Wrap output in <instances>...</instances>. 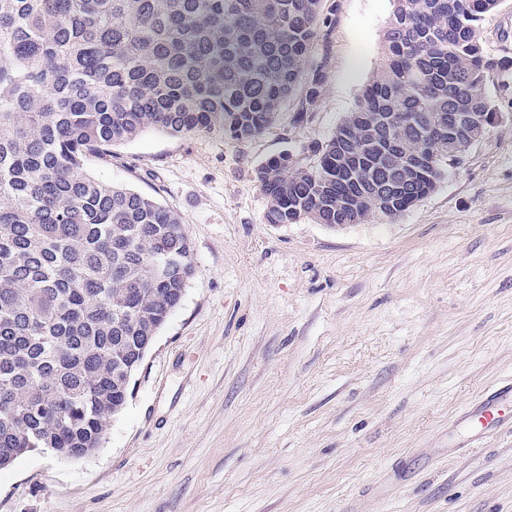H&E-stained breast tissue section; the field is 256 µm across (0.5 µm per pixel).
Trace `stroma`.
<instances>
[{"mask_svg": "<svg viewBox=\"0 0 512 512\" xmlns=\"http://www.w3.org/2000/svg\"><path fill=\"white\" fill-rule=\"evenodd\" d=\"M324 81L260 135L149 130L90 159L180 216L194 278L101 448L0 469V512H512V435L448 452L457 412L512 378V0L477 39L498 114L395 220L264 221L258 168L315 163L382 66L392 0H324Z\"/></svg>", "mask_w": 512, "mask_h": 512, "instance_id": "stroma-1", "label": "stroma"}]
</instances>
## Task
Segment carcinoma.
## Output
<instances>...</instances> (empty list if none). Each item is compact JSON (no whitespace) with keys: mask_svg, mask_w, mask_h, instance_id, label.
<instances>
[{"mask_svg":"<svg viewBox=\"0 0 512 512\" xmlns=\"http://www.w3.org/2000/svg\"><path fill=\"white\" fill-rule=\"evenodd\" d=\"M322 0H0V468L102 445L195 275L178 214L87 170L148 130L248 139L298 87ZM385 63L308 165L257 171L267 224L394 220L485 131L476 38L499 0H393ZM469 121L456 128V115Z\"/></svg>","mask_w":512,"mask_h":512,"instance_id":"obj_1","label":"carcinoma"}]
</instances>
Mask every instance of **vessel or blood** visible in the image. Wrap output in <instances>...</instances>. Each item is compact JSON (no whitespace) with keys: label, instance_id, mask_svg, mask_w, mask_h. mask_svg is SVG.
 Segmentation results:
<instances>
[{"label":"vessel or blood","instance_id":"vessel-or-blood-1","mask_svg":"<svg viewBox=\"0 0 512 512\" xmlns=\"http://www.w3.org/2000/svg\"><path fill=\"white\" fill-rule=\"evenodd\" d=\"M453 425L463 438V448L479 447L490 434L512 431V380L504 381L479 395L456 415Z\"/></svg>","mask_w":512,"mask_h":512}]
</instances>
